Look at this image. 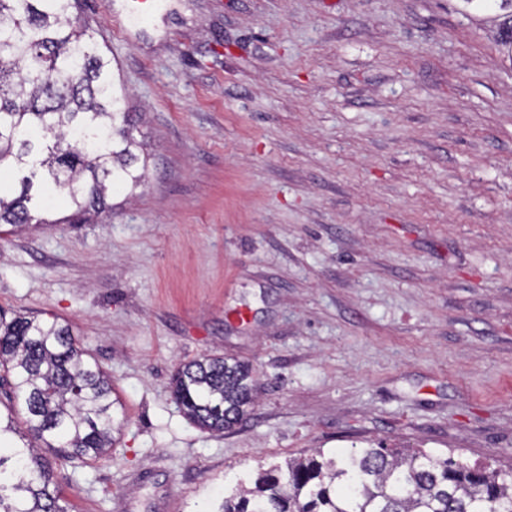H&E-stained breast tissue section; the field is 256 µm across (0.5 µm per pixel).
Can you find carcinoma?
I'll return each instance as SVG.
<instances>
[{"label":"carcinoma","instance_id":"carcinoma-1","mask_svg":"<svg viewBox=\"0 0 512 512\" xmlns=\"http://www.w3.org/2000/svg\"><path fill=\"white\" fill-rule=\"evenodd\" d=\"M137 122L81 0H0V170L19 186L0 194V224L9 226L1 235L28 224H91L112 209L109 191L140 187ZM58 193L71 213L50 219ZM8 378L0 512H68L48 455L89 464L109 453L127 423L112 378L69 324L0 309V379ZM171 391L208 432L243 423L255 398L249 365L209 355L180 365ZM507 476L425 450L318 449L238 485L214 512H512Z\"/></svg>","mask_w":512,"mask_h":512}]
</instances>
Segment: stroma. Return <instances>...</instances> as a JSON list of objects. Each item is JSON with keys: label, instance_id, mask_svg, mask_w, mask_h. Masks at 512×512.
Listing matches in <instances>:
<instances>
[{"label": "stroma", "instance_id": "35a3bbf8", "mask_svg": "<svg viewBox=\"0 0 512 512\" xmlns=\"http://www.w3.org/2000/svg\"><path fill=\"white\" fill-rule=\"evenodd\" d=\"M84 0L148 156L95 224L0 239V307L71 325L128 419L76 512H214L261 465L381 443L512 468V54L496 0ZM251 363L203 432L169 378ZM130 4L125 16V23L130 26H139L147 22L159 3H147L148 0H129Z\"/></svg>", "mask_w": 512, "mask_h": 512}]
</instances>
